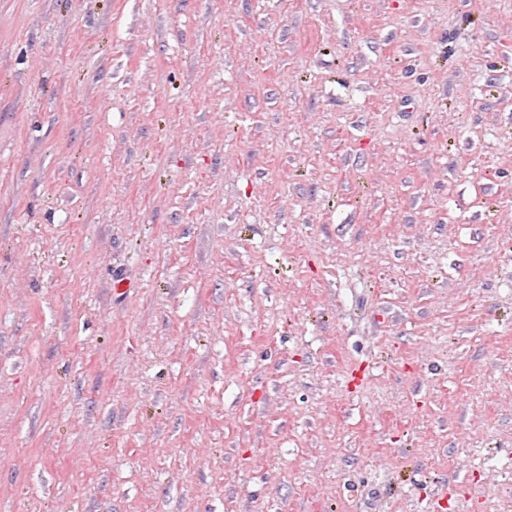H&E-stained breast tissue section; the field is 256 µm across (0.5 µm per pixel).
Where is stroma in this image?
Returning a JSON list of instances; mask_svg holds the SVG:
<instances>
[{
  "mask_svg": "<svg viewBox=\"0 0 512 512\" xmlns=\"http://www.w3.org/2000/svg\"><path fill=\"white\" fill-rule=\"evenodd\" d=\"M0 512H512V0H0Z\"/></svg>",
  "mask_w": 512,
  "mask_h": 512,
  "instance_id": "obj_1",
  "label": "stroma"
}]
</instances>
